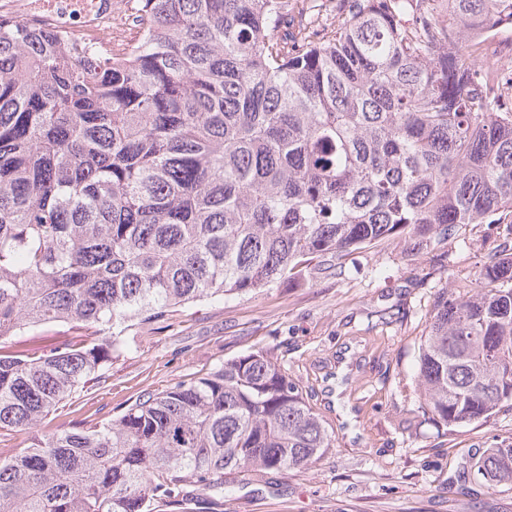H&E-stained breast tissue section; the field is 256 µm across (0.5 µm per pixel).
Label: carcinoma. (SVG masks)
<instances>
[{
  "instance_id": "cac0c4a2",
  "label": "carcinoma",
  "mask_w": 512,
  "mask_h": 512,
  "mask_svg": "<svg viewBox=\"0 0 512 512\" xmlns=\"http://www.w3.org/2000/svg\"><path fill=\"white\" fill-rule=\"evenodd\" d=\"M136 0L109 52L0 13V512L224 502V471L309 467L335 436L249 353L106 422L48 417L100 383L137 325L332 268L376 243L443 249L512 215V98L480 59L512 0ZM65 323L46 349L17 338ZM415 413L448 435L512 408V242L443 288ZM512 485V442L460 466Z\"/></svg>"
}]
</instances>
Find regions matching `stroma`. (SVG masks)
Returning <instances> with one entry per match:
<instances>
[{"label": "stroma", "mask_w": 512, "mask_h": 512, "mask_svg": "<svg viewBox=\"0 0 512 512\" xmlns=\"http://www.w3.org/2000/svg\"><path fill=\"white\" fill-rule=\"evenodd\" d=\"M506 235L502 224L468 226L449 259L410 256L390 240L352 255L341 274L315 270L301 283L176 308L134 329L79 404L105 420L144 393L263 352L298 383L336 442L305 470L225 475L224 512H512L510 487L451 491L465 456L512 441V411L451 436L396 425L419 404L415 356L438 290L465 281Z\"/></svg>", "instance_id": "stroma-1"}]
</instances>
